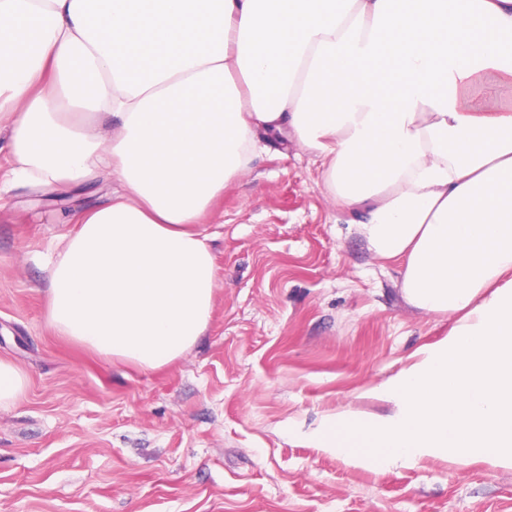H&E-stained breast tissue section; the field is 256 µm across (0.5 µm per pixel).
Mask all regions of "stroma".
I'll use <instances>...</instances> for the list:
<instances>
[{
  "label": "stroma",
  "instance_id": "obj_1",
  "mask_svg": "<svg viewBox=\"0 0 512 512\" xmlns=\"http://www.w3.org/2000/svg\"><path fill=\"white\" fill-rule=\"evenodd\" d=\"M111 185L0 194V512H512V470L350 467L307 436L440 341L296 145L259 153L209 215L217 288L198 343L145 371L47 324L49 259ZM25 389L21 371L12 363L0 361V406L17 401Z\"/></svg>",
  "mask_w": 512,
  "mask_h": 512
}]
</instances>
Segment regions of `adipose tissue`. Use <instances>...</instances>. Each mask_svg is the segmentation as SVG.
I'll list each match as a JSON object with an SVG mask.
<instances>
[{
  "label": "adipose tissue",
  "instance_id": "ef3b65f1",
  "mask_svg": "<svg viewBox=\"0 0 512 512\" xmlns=\"http://www.w3.org/2000/svg\"><path fill=\"white\" fill-rule=\"evenodd\" d=\"M1 128L0 191L114 184L50 261L48 323L146 371L206 331L203 222L289 134L404 300L454 318L372 388L387 413L313 443L512 470V0H0Z\"/></svg>",
  "mask_w": 512,
  "mask_h": 512
}]
</instances>
